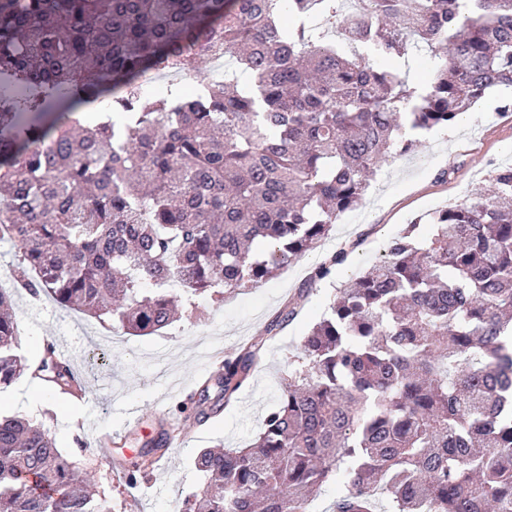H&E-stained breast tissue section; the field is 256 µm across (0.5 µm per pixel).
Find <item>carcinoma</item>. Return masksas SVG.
<instances>
[{"label": "carcinoma", "instance_id": "obj_1", "mask_svg": "<svg viewBox=\"0 0 512 512\" xmlns=\"http://www.w3.org/2000/svg\"><path fill=\"white\" fill-rule=\"evenodd\" d=\"M347 29L345 49L305 19ZM230 68L193 96L138 92L150 70ZM426 46L431 81L399 63ZM0 241L16 287L133 336L176 303L256 286L327 237L376 169L512 90V0H0ZM107 103L76 124L72 109ZM58 143L41 153L43 139ZM391 241L289 357L254 442L201 450L207 482L186 512H308L344 480L333 512H512V169ZM349 249L310 276L326 279ZM12 294L0 290V386L23 372ZM285 309L224 360L191 415L206 422L248 383ZM32 377L78 393L55 346ZM142 441L135 484L169 451ZM49 431L0 416V512H110Z\"/></svg>", "mask_w": 512, "mask_h": 512}]
</instances>
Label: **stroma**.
<instances>
[{"mask_svg":"<svg viewBox=\"0 0 512 512\" xmlns=\"http://www.w3.org/2000/svg\"><path fill=\"white\" fill-rule=\"evenodd\" d=\"M498 167H512V93L496 90L464 120L432 131L416 148L374 173L363 202L343 213L331 233L336 242H356L354 253L315 285L306 280L325 257L317 248L259 287L225 294L220 302L197 297L198 317L181 319L149 336L125 334L116 324L100 326L46 296L34 301L15 294L17 352L27 364H35L44 344L53 342L73 350L87 371L111 378L112 385L92 388L86 398L55 390L46 406L41 383L21 377L0 392V414L47 428L57 447L87 470L112 512H182L184 500L203 483L195 465L197 453L221 444L238 448L259 433L276 403L289 355L324 316L337 288L379 262L405 225L416 222L421 233L430 232L439 211L467 197ZM294 301L302 304L301 313L268 343L238 401L224 406L205 426L190 430L176 413L179 395L167 390L170 374L201 391L219 373L218 367L208 365L209 354L220 347L236 352ZM172 420L186 431L182 445L170 449L136 485L117 478V469L129 467L133 458L123 444L100 448V435L110 430L130 442L138 432L158 431L160 422Z\"/></svg>","mask_w":512,"mask_h":512,"instance_id":"35a3bbf8","label":"stroma"}]
</instances>
